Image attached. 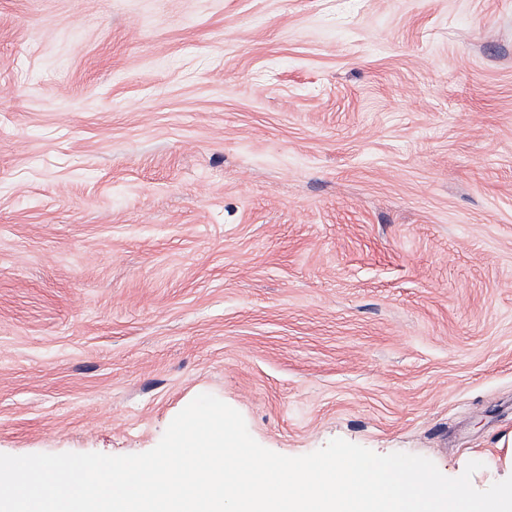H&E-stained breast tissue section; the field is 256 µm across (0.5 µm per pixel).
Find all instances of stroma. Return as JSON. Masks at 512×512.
<instances>
[{"label":"stroma","instance_id":"obj_1","mask_svg":"<svg viewBox=\"0 0 512 512\" xmlns=\"http://www.w3.org/2000/svg\"><path fill=\"white\" fill-rule=\"evenodd\" d=\"M204 393L512 476V0H0V454Z\"/></svg>","mask_w":512,"mask_h":512}]
</instances>
